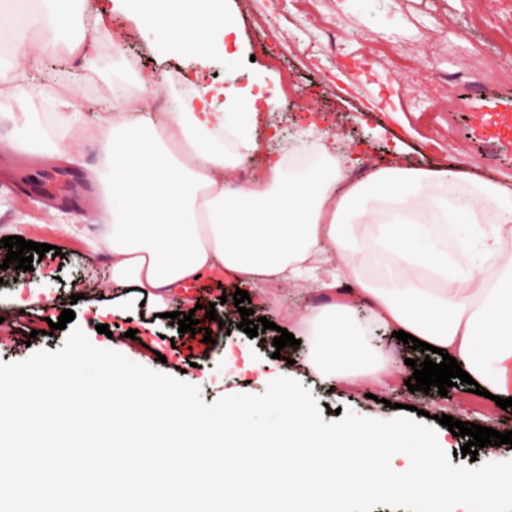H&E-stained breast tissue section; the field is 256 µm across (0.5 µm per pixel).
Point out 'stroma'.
Wrapping results in <instances>:
<instances>
[{"label": "stroma", "mask_w": 512, "mask_h": 512, "mask_svg": "<svg viewBox=\"0 0 512 512\" xmlns=\"http://www.w3.org/2000/svg\"><path fill=\"white\" fill-rule=\"evenodd\" d=\"M83 5L88 17L104 8L113 11L107 33L99 37L93 94L78 103L84 122L97 119L106 89L117 84L134 88L138 69L162 75L158 100L164 104L185 90L168 81L169 72L196 71L217 88L232 85L287 97L288 108L262 110L255 128L259 142H266L276 127L304 126L313 119L320 128L338 131L361 157L360 177L400 141L412 166L461 165L512 183V132L492 137L482 125L489 114L512 110V67L506 64L512 58V0H485L480 10L472 0H224L237 17L238 35L226 53L210 56L201 66L157 32L139 28L126 11L113 8L112 0H83ZM55 62L52 56L37 62L18 59L26 80L13 99L0 104L9 114L0 124V144L8 147L0 153V227L13 224L19 206L34 216L57 211L67 219L91 211L99 192L88 179L89 171L102 164L97 148L71 141V158L65 161L20 146L31 115H39L47 131L55 129ZM451 71L463 78L453 90L445 80ZM81 227L85 242L65 245L58 231L39 235L24 226L22 238L51 249L34 261L32 270L0 269V326L5 329L0 361L19 362L39 350L61 349L67 333L49 330L48 322L70 308L74 326L93 346L197 386L208 404L227 395L263 393L270 381L288 376L312 392L327 422L341 410L389 419L400 403L512 431V407L500 408L462 386L449 388L443 397L409 391L406 381L413 370L406 361L422 354L393 337L382 347L396 369L392 388L368 379L333 387L322 383L304 369L308 341L282 314L284 307L301 308L314 296L290 285L262 293L249 289L255 317L274 323L260 338L243 332L239 312L221 302L222 295L236 291L231 276L176 290L168 311L185 315L195 305L212 306L223 322L222 330L212 331V343L194 349L189 334L149 312L133 289L113 284L104 254L87 245L97 235L96 223L85 221ZM24 280L39 283L44 302L18 305L17 287ZM77 289L84 294L78 301L72 298ZM100 324L108 326V334L97 332ZM279 326L300 342L284 360L273 356ZM132 328L138 331L134 340L126 336Z\"/></svg>", "instance_id": "1"}]
</instances>
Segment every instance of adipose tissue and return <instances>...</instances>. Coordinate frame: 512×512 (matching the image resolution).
<instances>
[{
  "mask_svg": "<svg viewBox=\"0 0 512 512\" xmlns=\"http://www.w3.org/2000/svg\"><path fill=\"white\" fill-rule=\"evenodd\" d=\"M81 0H19L0 10V102L21 74L14 61L52 54L92 62L104 16L85 19ZM145 26L193 58L224 47L237 26L224 0H123ZM155 80L113 100L95 124L74 113L76 88L56 82L54 117L27 143L63 156L77 139L98 145L100 227L94 251L113 282L135 289L150 310L203 276L238 283H314L322 303L289 314L311 343L306 365L330 381L392 378L369 329L404 331L443 349L480 387L512 397V186L461 168L420 169L393 159L361 180L330 132L303 130L266 154L250 181L224 175L261 154L256 99L197 85L179 108L151 107Z\"/></svg>",
  "mask_w": 512,
  "mask_h": 512,
  "instance_id": "ef3b65f1",
  "label": "adipose tissue"
}]
</instances>
